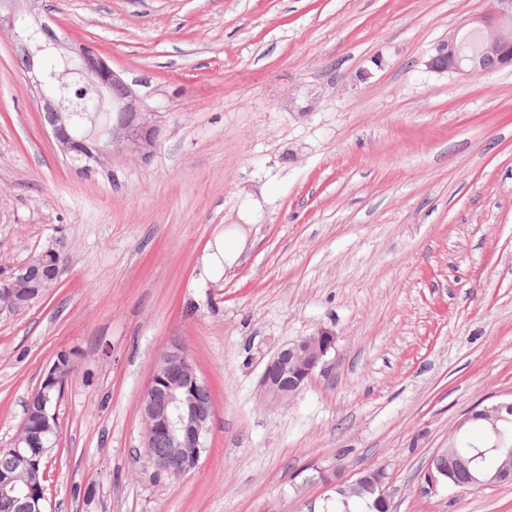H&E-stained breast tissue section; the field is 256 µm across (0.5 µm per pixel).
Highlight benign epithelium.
Instances as JSON below:
<instances>
[{"instance_id": "1", "label": "benign epithelium", "mask_w": 512, "mask_h": 512, "mask_svg": "<svg viewBox=\"0 0 512 512\" xmlns=\"http://www.w3.org/2000/svg\"><path fill=\"white\" fill-rule=\"evenodd\" d=\"M490 9L472 17L463 33L455 32L437 43L429 59L428 69L463 75L485 73L484 60L500 58L512 45V0H489ZM41 0H0V29L15 31L17 48L30 60L24 70L41 109L49 117V127L64 152L73 158L98 161L108 147L115 146L131 153L148 156L155 143L154 130L143 112L136 93L89 46L77 49L62 42L39 18ZM27 14L34 18L35 41L26 34L28 28L16 25ZM58 52L73 53L83 64V77L93 86L100 102H108L117 121L106 140L90 145L71 133V109L50 85L47 71L40 68V57ZM118 96L112 95L114 88ZM52 248L39 253L21 265L11 276L0 279V309H20L41 298L55 282L46 269L44 257ZM335 334L327 329L295 339L282 346L267 362L258 386L267 405L276 407L294 397L312 381L322 368L325 357L334 348ZM72 368L71 356L56 358L45 372L39 387L28 400L27 426L15 438L10 452L16 469L0 471V507L5 512H42L45 500V463L42 440L58 434L60 375ZM207 385L199 376L182 342L173 338L154 361L150 379L140 400L139 411L144 423L148 448L157 441L167 445L162 458L150 455L155 469L169 477L181 478L194 470L205 451L206 436L212 416V403L206 398ZM512 415V402H499L483 407L479 414L491 423ZM338 492L360 501L371 499L390 504L385 479H369L360 474L350 482L334 486Z\"/></svg>"}]
</instances>
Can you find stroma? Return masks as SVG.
<instances>
[{
	"label": "stroma",
	"instance_id": "obj_1",
	"mask_svg": "<svg viewBox=\"0 0 512 512\" xmlns=\"http://www.w3.org/2000/svg\"><path fill=\"white\" fill-rule=\"evenodd\" d=\"M489 0H44L140 97L149 157L74 165L0 31V275L63 274L0 311V448L59 353L73 365L46 512H321L385 466L394 512H512V482L428 490L467 412L512 399V67L429 71ZM238 258L202 266L224 233ZM334 332L271 409L283 345ZM179 338L213 415L198 467L149 459L139 401ZM326 468L330 482L314 479ZM53 249L46 250L31 258L21 265L10 277L0 279V309L26 307L41 298L47 288L55 282L53 274L46 269L44 257L50 269H55L57 279L61 276L57 252L49 253ZM23 283L26 288H18ZM335 343V334L321 328L279 348L267 362L258 382L267 405L276 407L303 390L316 371H321Z\"/></svg>",
	"mask_w": 512,
	"mask_h": 512
}]
</instances>
